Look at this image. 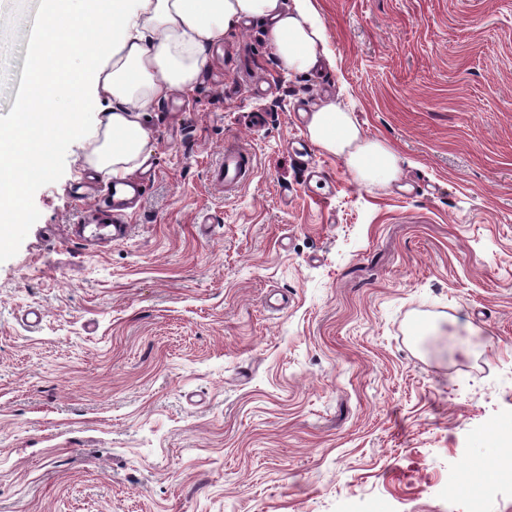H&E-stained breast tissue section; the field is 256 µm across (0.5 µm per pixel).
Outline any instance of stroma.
Wrapping results in <instances>:
<instances>
[{
    "label": "stroma",
    "mask_w": 512,
    "mask_h": 512,
    "mask_svg": "<svg viewBox=\"0 0 512 512\" xmlns=\"http://www.w3.org/2000/svg\"><path fill=\"white\" fill-rule=\"evenodd\" d=\"M314 4L318 71L280 72L254 21L186 111L146 113L126 240L72 233L90 140L36 192L0 263V512H467L435 487L474 426L512 415V0ZM327 96L400 181L316 150L335 188L304 187L293 111ZM230 140L254 171L225 194L209 172Z\"/></svg>",
    "instance_id": "1"
}]
</instances>
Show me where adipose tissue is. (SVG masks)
Wrapping results in <instances>:
<instances>
[{
    "label": "adipose tissue",
    "mask_w": 512,
    "mask_h": 512,
    "mask_svg": "<svg viewBox=\"0 0 512 512\" xmlns=\"http://www.w3.org/2000/svg\"><path fill=\"white\" fill-rule=\"evenodd\" d=\"M253 19L266 22L279 69L316 71L327 33L313 0H112L111 49L71 61L111 104L88 164L112 176L135 170L149 142L144 112L171 91L192 90L210 48ZM307 132L320 151L342 158L359 183L386 186L399 180L397 153L365 138L354 114L333 99L313 106Z\"/></svg>",
    "instance_id": "1"
}]
</instances>
